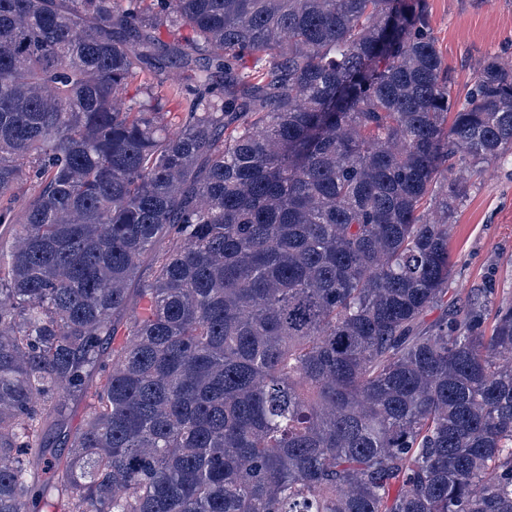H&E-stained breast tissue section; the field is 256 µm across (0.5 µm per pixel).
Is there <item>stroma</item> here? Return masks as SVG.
<instances>
[{
	"label": "stroma",
	"instance_id": "35a3bbf8",
	"mask_svg": "<svg viewBox=\"0 0 512 512\" xmlns=\"http://www.w3.org/2000/svg\"><path fill=\"white\" fill-rule=\"evenodd\" d=\"M437 46L457 95H465L486 55L512 61V0H427ZM456 261L451 288L466 295L492 288L512 298V155L473 177L449 242Z\"/></svg>",
	"mask_w": 512,
	"mask_h": 512
}]
</instances>
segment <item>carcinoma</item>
<instances>
[{
    "instance_id": "1",
    "label": "carcinoma",
    "mask_w": 512,
    "mask_h": 512,
    "mask_svg": "<svg viewBox=\"0 0 512 512\" xmlns=\"http://www.w3.org/2000/svg\"><path fill=\"white\" fill-rule=\"evenodd\" d=\"M114 2L0 0V512H512V302L448 288L512 65L453 96L426 0ZM162 69H156L151 72V75L148 77L150 83H153L155 86V91L160 95L161 104L164 107V110L167 112H171L170 118L172 122L178 121L179 112H181V106L179 104V99L172 94L169 90V82H165V77L170 68H165L166 65H160ZM164 81L163 83H161Z\"/></svg>"
}]
</instances>
